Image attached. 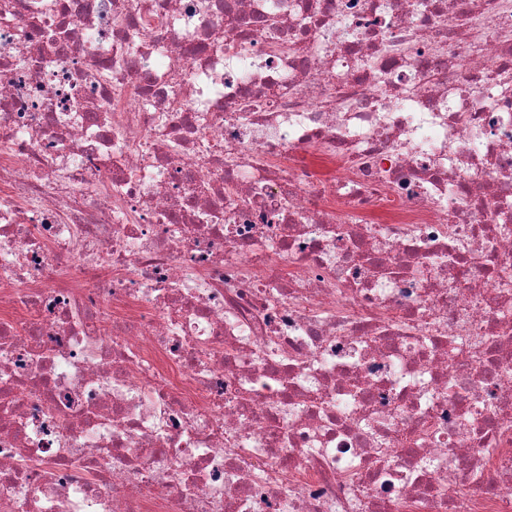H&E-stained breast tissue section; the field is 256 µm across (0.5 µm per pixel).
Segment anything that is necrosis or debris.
<instances>
[{
  "instance_id": "1",
  "label": "necrosis or debris",
  "mask_w": 512,
  "mask_h": 512,
  "mask_svg": "<svg viewBox=\"0 0 512 512\" xmlns=\"http://www.w3.org/2000/svg\"><path fill=\"white\" fill-rule=\"evenodd\" d=\"M0 512H512V0H0Z\"/></svg>"
}]
</instances>
